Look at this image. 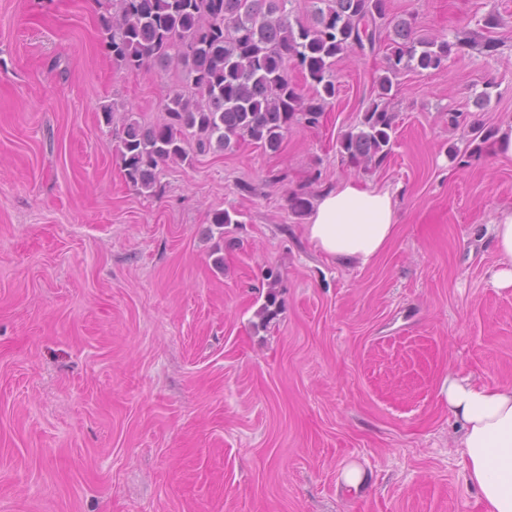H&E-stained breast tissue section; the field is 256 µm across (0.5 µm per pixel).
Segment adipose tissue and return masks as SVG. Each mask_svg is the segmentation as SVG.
Here are the masks:
<instances>
[{
    "mask_svg": "<svg viewBox=\"0 0 512 512\" xmlns=\"http://www.w3.org/2000/svg\"><path fill=\"white\" fill-rule=\"evenodd\" d=\"M398 229L394 192L345 181L317 198L303 233L327 258L363 267L385 252ZM491 237L498 255L493 282L512 288V211L493 222ZM442 393L463 430L458 446L466 479L484 512H512V385L448 379Z\"/></svg>",
    "mask_w": 512,
    "mask_h": 512,
    "instance_id": "1",
    "label": "adipose tissue"
}]
</instances>
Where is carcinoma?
Segmentation results:
<instances>
[{
	"label": "carcinoma",
	"instance_id": "obj_1",
	"mask_svg": "<svg viewBox=\"0 0 512 512\" xmlns=\"http://www.w3.org/2000/svg\"><path fill=\"white\" fill-rule=\"evenodd\" d=\"M107 47L119 65L139 70L152 62L187 70L194 96L170 93L166 122L125 124L120 156L134 185L152 191L167 160L188 159L186 138L199 151L252 142L277 151L288 127L314 126L336 97V58L386 44V66L377 94L336 147L354 168L380 165L393 147L397 116L390 109L393 78L405 70L445 67L452 44L416 31L415 17H388L387 0H318L308 22L292 16V0H111ZM299 71L314 93L305 95L288 77ZM470 129L472 152L493 131L469 112L448 113V126Z\"/></svg>",
	"mask_w": 512,
	"mask_h": 512
}]
</instances>
